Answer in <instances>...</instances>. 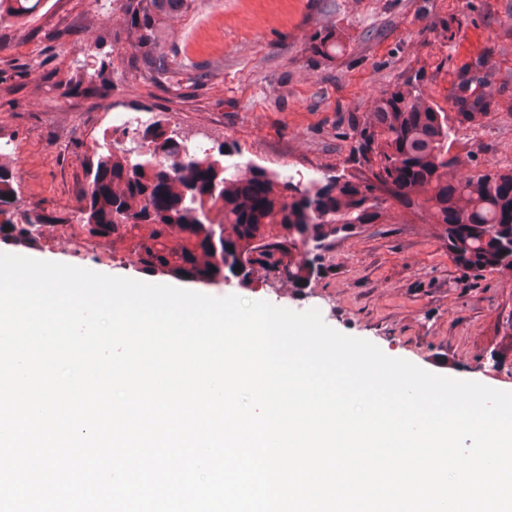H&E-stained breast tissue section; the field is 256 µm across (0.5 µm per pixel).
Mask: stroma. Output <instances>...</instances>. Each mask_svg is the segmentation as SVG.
I'll list each match as a JSON object with an SVG mask.
<instances>
[{"label": "stroma", "mask_w": 512, "mask_h": 512, "mask_svg": "<svg viewBox=\"0 0 512 512\" xmlns=\"http://www.w3.org/2000/svg\"><path fill=\"white\" fill-rule=\"evenodd\" d=\"M333 24L344 50L311 59L310 37ZM162 47L192 68L179 92L144 79L120 0H40L27 18L0 22V164L24 210L74 216L88 191L83 165L112 136L113 112H145L188 140L225 145V163L258 164L295 179L353 171L355 124L406 78L444 102L459 68L487 54L499 110L456 128L455 149L472 156L461 175L512 168V0H195L161 17ZM28 257L138 281L172 284L113 258L85 235ZM322 273L303 293L268 280L187 289L302 312L318 309L336 331L368 340L427 371L512 391V358L489 352L512 317V278L456 266L435 227L417 216L338 237Z\"/></svg>", "instance_id": "stroma-1"}]
</instances>
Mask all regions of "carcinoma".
Masks as SVG:
<instances>
[{"mask_svg":"<svg viewBox=\"0 0 512 512\" xmlns=\"http://www.w3.org/2000/svg\"><path fill=\"white\" fill-rule=\"evenodd\" d=\"M195 0H126L140 53L136 69L177 92L186 73L161 50V14L187 11ZM336 29L325 24L307 51L331 59L341 51ZM492 74L469 76L463 65L448 100L427 97L418 79L387 91L356 129L355 161L367 173H341L306 182L252 165L241 176L224 165V148L193 150L179 132L157 120L118 148L102 144L85 163L90 189L77 208L86 236L139 271L203 284H223L244 263L252 281L274 278L294 292L321 274V252L343 230L378 224L392 201L398 217L425 213L457 266L512 276V169L457 176L468 164L453 151L455 125L490 118L484 99ZM61 215L22 211L10 170L0 166V243L41 248L42 227L68 224ZM10 230H5V227ZM224 227L220 251L212 231ZM508 342L493 349L494 365L512 356Z\"/></svg>","mask_w":512,"mask_h":512,"instance_id":"carcinoma-1","label":"carcinoma"}]
</instances>
